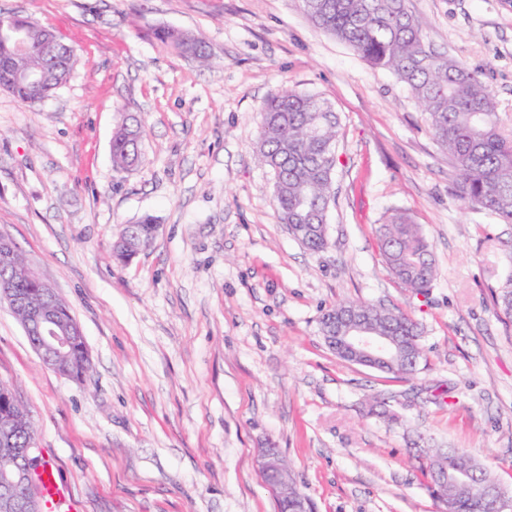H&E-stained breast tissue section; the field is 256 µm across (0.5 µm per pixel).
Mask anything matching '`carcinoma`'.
<instances>
[{"label": "carcinoma", "instance_id": "cac0c4a2", "mask_svg": "<svg viewBox=\"0 0 512 512\" xmlns=\"http://www.w3.org/2000/svg\"><path fill=\"white\" fill-rule=\"evenodd\" d=\"M317 27L351 47L373 66L387 70L406 84L427 116L436 144L448 154L455 195L505 224H512V133L502 127L490 87L481 73L430 47L426 24L408 7V0H300ZM29 45L18 50L15 33ZM156 39L208 66L203 34L159 28ZM77 64L72 46L42 24L0 12V90L25 105L52 98L71 78ZM31 72L37 85L14 78V71ZM339 121L318 96L289 90L268 98L260 110L257 161L274 175V195L281 223L306 249L322 252L329 245L330 210L336 201V144ZM144 127L123 117L112 137L114 167L127 170L141 160ZM155 219L145 215L122 228L112 247L113 257L128 260L147 237ZM379 249L392 275L417 294L425 293L436 276L432 246L409 213L393 211L381 225ZM499 314L512 321V278L493 292ZM356 316L378 334L394 339L396 349L380 371L413 375L424 356L421 330L408 314L364 301H349L323 311L319 330L336 357L354 363L353 352L341 340V328ZM58 368L81 379L90 369L78 348L58 358ZM371 413L398 422L385 397H374ZM37 431L21 404L0 395V473L30 474L33 493L24 485L0 486V504L10 499L9 512H43L37 472L46 464L40 451L25 455L36 443ZM428 472L433 494L445 512H481V490L498 485L486 468L467 452L436 450ZM305 499L293 478L278 491L279 512H296Z\"/></svg>", "mask_w": 512, "mask_h": 512}]
</instances>
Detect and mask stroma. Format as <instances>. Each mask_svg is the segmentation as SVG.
I'll return each instance as SVG.
<instances>
[{
	"label": "stroma",
	"instance_id": "stroma-1",
	"mask_svg": "<svg viewBox=\"0 0 512 512\" xmlns=\"http://www.w3.org/2000/svg\"><path fill=\"white\" fill-rule=\"evenodd\" d=\"M434 50L481 72L512 130V8L408 0ZM77 55L43 104L0 91V234L79 322L91 369L46 367L0 304V383L79 512H276L255 463L277 448L313 512H443L417 435L467 451L512 493V325L491 293L512 278V225L453 191L448 155L404 83L315 27L299 0H0ZM202 33L200 66L157 41ZM303 90L339 117L329 248L282 224L272 173L254 160L258 111ZM142 160L113 167L123 116ZM421 224L436 260L427 294L399 284L377 234L391 209ZM158 229L129 262L120 229ZM363 300L423 329L412 376L345 363L323 309ZM391 395L401 422L369 415ZM152 224H155V219L145 215L133 224L125 225L112 247L113 257L120 261L128 260L135 253L139 242L150 234Z\"/></svg>",
	"mask_w": 512,
	"mask_h": 512
}]
</instances>
